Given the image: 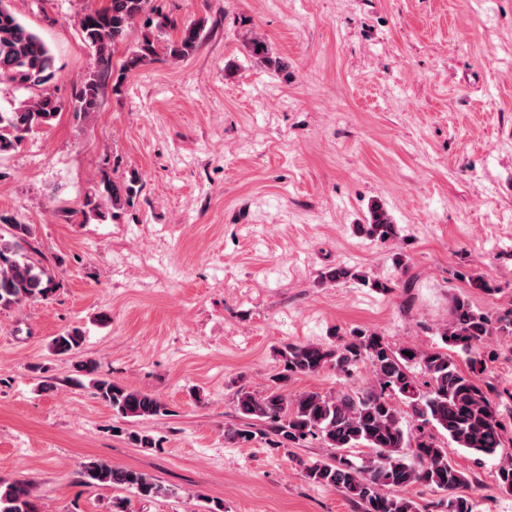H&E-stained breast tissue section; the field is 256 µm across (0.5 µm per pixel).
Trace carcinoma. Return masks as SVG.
I'll use <instances>...</instances> for the list:
<instances>
[{
  "label": "carcinoma",
  "mask_w": 512,
  "mask_h": 512,
  "mask_svg": "<svg viewBox=\"0 0 512 512\" xmlns=\"http://www.w3.org/2000/svg\"><path fill=\"white\" fill-rule=\"evenodd\" d=\"M155 0H106L79 20L83 38L105 52L123 41L139 20L148 30L126 60L136 67L157 55L153 29L172 28L154 5ZM201 24L190 23L168 40L165 56L183 60L197 49ZM55 78L53 56L48 45L12 10L9 0H0V83L40 94L0 112V153L21 143L25 135L48 127L61 111V103L47 92ZM101 75H91L75 95L73 113L88 118L98 111ZM141 186L133 176L107 185L111 215L133 202ZM358 231L380 244L393 241L396 227L383 208L374 203L368 223ZM34 226L8 224L0 232V308L22 306L44 299L55 285L49 258L32 246ZM330 282L346 279L366 281L365 276L338 266L327 271ZM441 345L431 350L416 346L393 348L375 333H352L334 346L290 344L280 352L282 372L274 386L263 394L245 385L233 395L234 409L242 424L228 430L227 438L247 444L257 438L270 448H290L312 438L333 452L325 459L304 465L305 476L325 488L339 490L361 512H420L407 492L423 486L443 494L438 506L444 512H476V503L463 493L470 485L468 474L448 458V450L425 431L432 426L448 441L476 456H501L497 483L512 494V452L505 448V425L498 417L493 389L483 382L490 353L485 351L493 336L512 338V309L494 314L472 305L465 296L451 300L448 320L437 328ZM84 341L78 328L54 337L50 350L56 355L77 351ZM413 356H407V353ZM467 355V368L454 354ZM367 366L375 386L353 393H288V381L297 375L318 374L332 369L351 375ZM421 368L416 375L414 367ZM89 379L92 394L112 408L113 414L134 422L164 416L168 409L158 396L118 384L98 375L93 359L78 364ZM84 484H109L132 489L146 498L167 497L172 489L143 471L102 461L82 464ZM35 487L25 480L0 479V512H40Z\"/></svg>",
  "instance_id": "obj_1"
}]
</instances>
